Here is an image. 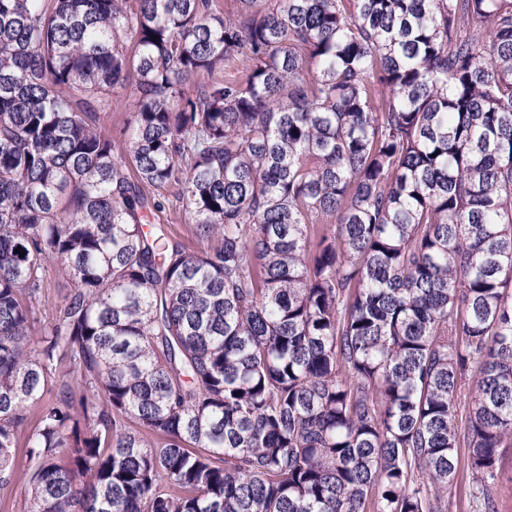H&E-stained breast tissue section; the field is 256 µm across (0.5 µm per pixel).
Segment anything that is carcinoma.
Here are the masks:
<instances>
[{
	"label": "carcinoma",
	"instance_id": "1",
	"mask_svg": "<svg viewBox=\"0 0 512 512\" xmlns=\"http://www.w3.org/2000/svg\"><path fill=\"white\" fill-rule=\"evenodd\" d=\"M21 439L24 512H447L461 447L498 512L512 0H0L1 493ZM160 222L162 224H171V235L181 241L188 250L195 251L206 245V242L200 241L193 234L191 224L184 223V218L178 209H166V212L160 216ZM72 288L74 285L68 276L51 269L48 288L45 289L40 299L41 313L44 315V312L51 311L55 305L66 298Z\"/></svg>",
	"mask_w": 512,
	"mask_h": 512
}]
</instances>
